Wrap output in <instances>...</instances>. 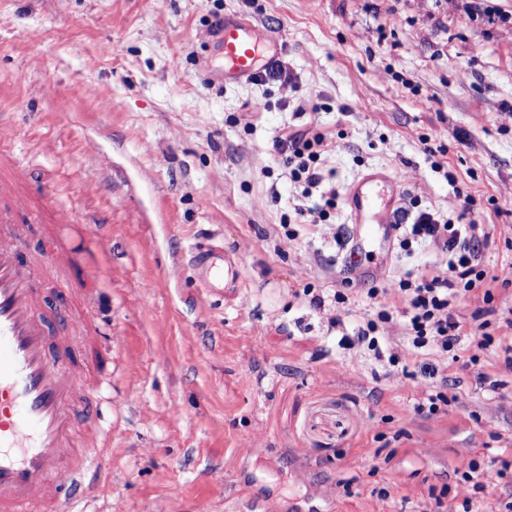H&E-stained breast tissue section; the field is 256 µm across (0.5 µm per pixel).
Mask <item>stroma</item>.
Wrapping results in <instances>:
<instances>
[{"label":"stroma","instance_id":"35a3bbf8","mask_svg":"<svg viewBox=\"0 0 512 512\" xmlns=\"http://www.w3.org/2000/svg\"><path fill=\"white\" fill-rule=\"evenodd\" d=\"M217 8L273 36L291 80L218 81ZM0 120L27 196L105 227L97 250L71 240L69 277L93 280L78 296L99 297L113 360H88L111 492L84 512H431L438 492L445 512L467 496L500 512L455 461L512 460V286L494 291L493 345L473 365L463 338L449 363L453 403L416 414L423 379L339 341L375 317L366 289L440 255L378 241L346 281V202L290 227L301 188L272 142L324 135L337 189L399 176L410 217L453 218L474 196L481 266L512 274V19L464 0H0ZM201 241L239 265L223 290L187 263Z\"/></svg>","mask_w":512,"mask_h":512}]
</instances>
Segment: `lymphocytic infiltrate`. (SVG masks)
<instances>
[{
	"label": "lymphocytic infiltrate",
	"instance_id": "obj_1",
	"mask_svg": "<svg viewBox=\"0 0 512 512\" xmlns=\"http://www.w3.org/2000/svg\"><path fill=\"white\" fill-rule=\"evenodd\" d=\"M273 149L287 166L292 181L301 184L303 196L316 193L322 200L321 205L315 207L297 206V217L310 218L315 224L327 220L340 193L336 188L323 186L326 179L324 136L294 133L276 139ZM418 242L429 243L441 255V263L416 276L405 274L391 281L388 287L371 288L366 293L373 302L385 297L403 304L402 327L409 340L408 346L392 347L389 334L379 332L372 320L346 341L347 346L365 347L373 351L376 359L387 360L390 366L396 367V377L400 380L412 379L409 366L423 354L430 357L429 363L421 368L423 376L433 379L447 371L448 355L459 345L464 329L452 304L453 297L463 293L470 300L492 304L498 281L497 276L481 266L478 225L463 224L422 210L398 239L400 248L405 251Z\"/></svg>",
	"mask_w": 512,
	"mask_h": 512
}]
</instances>
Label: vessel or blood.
<instances>
[{
  "mask_svg": "<svg viewBox=\"0 0 512 512\" xmlns=\"http://www.w3.org/2000/svg\"><path fill=\"white\" fill-rule=\"evenodd\" d=\"M217 41L228 83L258 75L273 58V39L241 19H225ZM1 196L13 202L0 207V512H78L86 498L109 493L99 411L92 403L98 384L79 363L97 328L90 312L73 310L71 333L62 341L72 359L62 361L47 334L37 269L64 272L72 265L61 230L78 229L85 244L95 245L103 227L57 211L56 233L28 259L24 228L39 217L14 196L12 181L0 177ZM400 197L397 177L387 174L350 185V217L360 227L353 246L393 237L404 219ZM194 258L205 262L211 284L238 275L235 263L213 250L195 251Z\"/></svg>",
  "mask_w": 512,
  "mask_h": 512,
  "instance_id": "obj_1",
  "label": "vessel or blood"
}]
</instances>
